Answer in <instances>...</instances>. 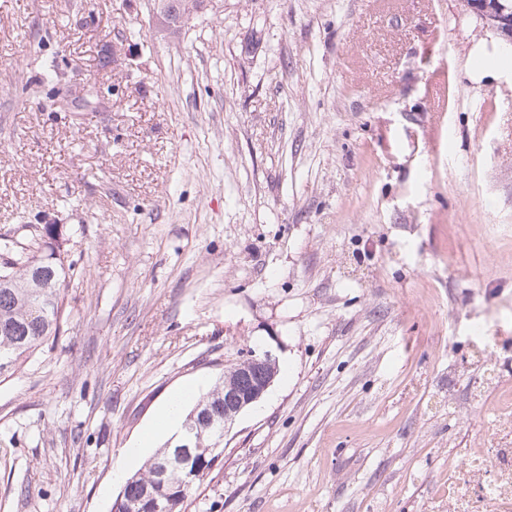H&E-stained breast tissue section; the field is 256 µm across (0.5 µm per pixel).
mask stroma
<instances>
[{
	"instance_id": "1",
	"label": "stroma",
	"mask_w": 512,
	"mask_h": 512,
	"mask_svg": "<svg viewBox=\"0 0 512 512\" xmlns=\"http://www.w3.org/2000/svg\"><path fill=\"white\" fill-rule=\"evenodd\" d=\"M505 52L465 0H0V234L72 264L0 375V512H110L252 348L280 372L186 512H446L512 402V66L470 76Z\"/></svg>"
}]
</instances>
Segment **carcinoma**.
<instances>
[{"label":"carcinoma","mask_w":512,"mask_h":512,"mask_svg":"<svg viewBox=\"0 0 512 512\" xmlns=\"http://www.w3.org/2000/svg\"><path fill=\"white\" fill-rule=\"evenodd\" d=\"M47 238L43 272L15 242L0 237V253L14 258L12 266L0 269V366L11 369L25 361L37 347L56 337L62 318L61 292L66 286L70 267L64 263L65 240L52 224L43 227ZM201 400L216 414L210 427L196 425L185 415L177 438L193 449L189 470L201 473L192 486H198L213 466V457L206 449L221 443L224 436V383L217 381ZM175 444H164L148 458L141 469L127 478L121 494V508L125 512H152L153 502L159 501L170 512H184L191 489L182 486L181 475L171 472L169 481H157L159 456L172 453Z\"/></svg>","instance_id":"cac0c4a2"}]
</instances>
